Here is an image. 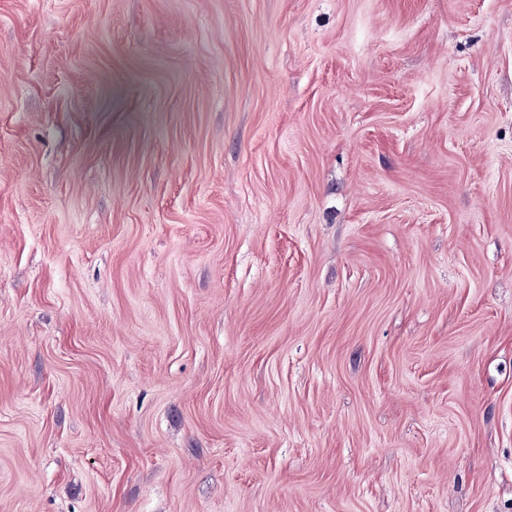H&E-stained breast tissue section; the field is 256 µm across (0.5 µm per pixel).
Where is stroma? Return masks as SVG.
<instances>
[{
    "label": "stroma",
    "instance_id": "35a3bbf8",
    "mask_svg": "<svg viewBox=\"0 0 512 512\" xmlns=\"http://www.w3.org/2000/svg\"><path fill=\"white\" fill-rule=\"evenodd\" d=\"M0 512H512V0H0Z\"/></svg>",
    "mask_w": 512,
    "mask_h": 512
}]
</instances>
